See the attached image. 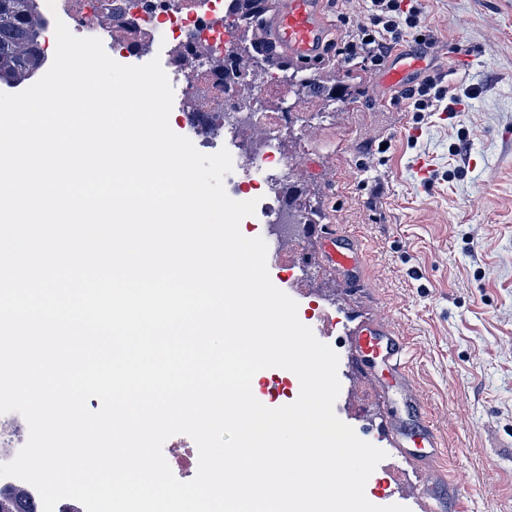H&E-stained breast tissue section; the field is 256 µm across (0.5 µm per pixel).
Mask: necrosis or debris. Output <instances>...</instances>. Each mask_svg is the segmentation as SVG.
<instances>
[{"label": "necrosis or debris", "mask_w": 512, "mask_h": 512, "mask_svg": "<svg viewBox=\"0 0 512 512\" xmlns=\"http://www.w3.org/2000/svg\"><path fill=\"white\" fill-rule=\"evenodd\" d=\"M229 0H157L145 9L143 0H36L45 56L29 76L37 82L51 60L46 53L56 21H63L78 37L106 42L112 55L125 56L165 40L164 71L182 85V96L200 118L199 134L206 148H227L241 161L227 176V193L252 191L262 223L279 225L293 236L303 214L296 200L299 186L282 182L277 173L302 157L280 140L285 128L305 130L318 101L300 95L287 78L276 75L256 82L245 70L226 73L224 62L234 47L225 40L215 18L230 13Z\"/></svg>", "instance_id": "obj_1"}]
</instances>
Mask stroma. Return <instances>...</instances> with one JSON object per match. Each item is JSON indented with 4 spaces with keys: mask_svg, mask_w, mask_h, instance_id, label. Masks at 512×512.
<instances>
[{
    "mask_svg": "<svg viewBox=\"0 0 512 512\" xmlns=\"http://www.w3.org/2000/svg\"><path fill=\"white\" fill-rule=\"evenodd\" d=\"M430 57L446 71L454 51L464 70L449 78L452 112L411 111L379 70L328 55L325 79L350 87L335 112L305 139L299 179L318 211L298 241L301 268L268 261L272 283L291 290L302 324L337 346L341 421L386 450L365 491L394 504L396 480L426 490L423 472L384 439L397 413L405 441L416 435L408 395L380 392L352 354L359 325L388 318L410 346L414 388L438 426L459 501L447 512H512V0H422ZM430 173L421 176L420 161ZM356 233L365 248L366 287L320 262L319 225ZM255 398L270 408L296 401L291 371H259Z\"/></svg>",
    "mask_w": 512,
    "mask_h": 512,
    "instance_id": "stroma-1",
    "label": "stroma"
}]
</instances>
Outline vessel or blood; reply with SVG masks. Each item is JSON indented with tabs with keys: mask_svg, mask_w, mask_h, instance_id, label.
Here are the masks:
<instances>
[{
	"mask_svg": "<svg viewBox=\"0 0 512 512\" xmlns=\"http://www.w3.org/2000/svg\"><path fill=\"white\" fill-rule=\"evenodd\" d=\"M330 9L331 0H274L259 38L298 64L316 62L331 53L334 46ZM430 50L427 43L413 49H394L385 65L382 83L402 90L421 82L429 71ZM337 237V230L328 229L321 251L322 263L329 269L346 272L348 288H363V247L354 239L347 246L337 247ZM358 345L361 349L359 366L364 373H372V360L378 357L387 365L397 387L404 390L412 387L413 378L406 361L407 345L388 321H369L359 332ZM410 406L424 448L423 453L411 454L410 459L416 468L429 472L432 477L434 488L426 493L429 512H446L449 497L457 496L459 489L456 483L449 481L448 471L441 462V433L418 399H411Z\"/></svg>",
	"mask_w": 512,
	"mask_h": 512,
	"instance_id": "1",
	"label": "vessel or blood"
}]
</instances>
